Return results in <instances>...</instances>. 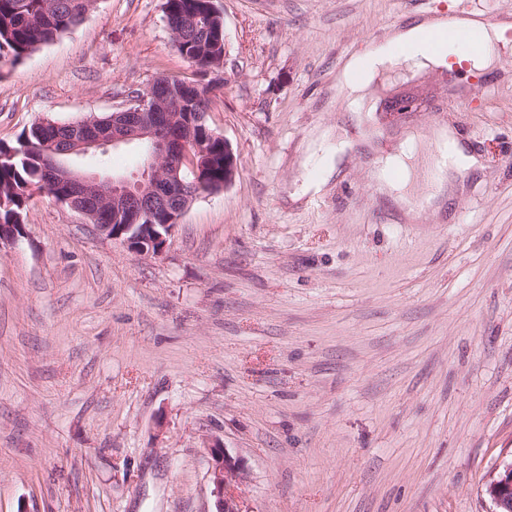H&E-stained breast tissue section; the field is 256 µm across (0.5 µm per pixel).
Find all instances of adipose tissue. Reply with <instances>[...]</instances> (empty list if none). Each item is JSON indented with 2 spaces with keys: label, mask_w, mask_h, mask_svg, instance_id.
I'll return each mask as SVG.
<instances>
[{
  "label": "adipose tissue",
  "mask_w": 512,
  "mask_h": 512,
  "mask_svg": "<svg viewBox=\"0 0 512 512\" xmlns=\"http://www.w3.org/2000/svg\"><path fill=\"white\" fill-rule=\"evenodd\" d=\"M465 26L480 30L483 37L480 51L471 57L472 67L477 70L493 68L502 56V45L506 43L503 24L468 20L445 13L435 14L391 29L385 40L370 43L363 53L347 59L336 73L337 108L347 112L373 108L389 74L400 72L418 76L446 68L447 53L424 52L423 37L429 31ZM393 44L409 47L410 55H392L389 47ZM350 148V141L342 136L331 144L322 136L315 139L310 145L309 156L317 160L323 175L318 179L304 180L303 191L320 190L323 176L332 173L343 163ZM443 162L447 163L449 171L456 173L474 169L478 165L477 158L465 152L450 128L437 125L423 140H416L409 134L391 147L381 156L371 179L379 192L393 199L405 218L415 220L419 218L420 211L412 207L411 200L418 190L420 177Z\"/></svg>",
  "instance_id": "ef3b65f1"
}]
</instances>
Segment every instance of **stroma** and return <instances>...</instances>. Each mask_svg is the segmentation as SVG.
Returning a JSON list of instances; mask_svg holds the SVG:
<instances>
[{"label":"stroma","mask_w":512,"mask_h":512,"mask_svg":"<svg viewBox=\"0 0 512 512\" xmlns=\"http://www.w3.org/2000/svg\"><path fill=\"white\" fill-rule=\"evenodd\" d=\"M163 3L96 0L0 66V141L198 79ZM216 5L207 121L230 184L157 256L44 192L0 246V512H215L214 445L243 467V512H491L487 478L512 461V53L472 77L392 79L417 101L399 114L337 111L334 79L391 28L481 8L512 24V0ZM438 124L482 168L410 221L368 173ZM336 129L347 159L297 196L311 141Z\"/></svg>","instance_id":"stroma-1"}]
</instances>
